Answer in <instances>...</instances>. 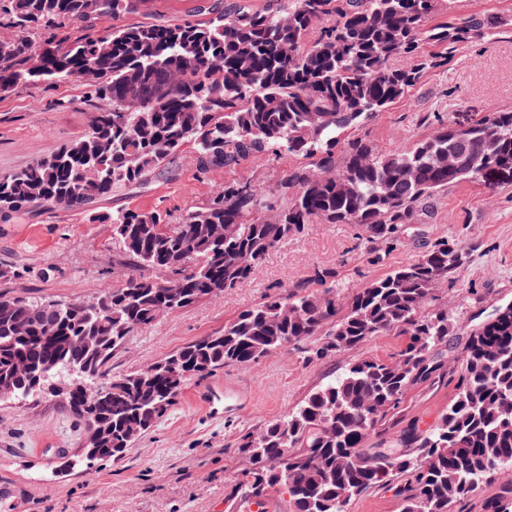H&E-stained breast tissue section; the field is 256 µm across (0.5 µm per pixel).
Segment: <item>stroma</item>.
Instances as JSON below:
<instances>
[{"instance_id":"obj_1","label":"stroma","mask_w":512,"mask_h":512,"mask_svg":"<svg viewBox=\"0 0 512 512\" xmlns=\"http://www.w3.org/2000/svg\"><path fill=\"white\" fill-rule=\"evenodd\" d=\"M512 108V29L457 52L448 66L427 72L419 85L361 130L390 151L431 133L438 120L474 122L490 106ZM96 111L87 87L73 83L23 85L0 94V176L55 153L89 131ZM429 122H421V115ZM286 165L271 155L210 175L184 162L179 179L123 191L96 212L34 208L0 220V266L19 270L0 279V295L87 301L101 285L120 284L127 272L101 215L129 208L177 211L203 201L214 185L250 179L272 187ZM440 237L468 249L466 264L443 284L442 302L464 330L482 326L512 306V187L495 191L478 182L448 187L433 208L381 263L368 261L369 245L351 224H313L269 252L249 282L224 296L165 315L128 336L108 364L118 376L163 359L182 346L223 329L226 320L269 294L309 281L315 270L336 273L341 295L374 275L414 259ZM405 344L390 333L371 345L320 360L285 345L250 365H227L187 382L165 417L137 439L125 457L91 469L61 472L59 450H80L81 422L60 398L0 401V512H225V485L242 468L241 435L284 416L314 387L348 362L388 359Z\"/></svg>"}]
</instances>
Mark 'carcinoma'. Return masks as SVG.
<instances>
[{
	"mask_svg": "<svg viewBox=\"0 0 512 512\" xmlns=\"http://www.w3.org/2000/svg\"><path fill=\"white\" fill-rule=\"evenodd\" d=\"M150 0H0L15 37L0 46V94L25 84L75 82L97 104L91 129L52 155L0 177V215L102 198L172 179L185 149L198 173L271 154L288 170L269 190L251 180L216 187L177 214L120 209L118 256L136 272L88 301L0 295V384L15 400L69 383L72 414L100 428L72 470L118 461L161 419L185 382L249 365L286 345L318 358L396 330L397 357L346 364L288 414L240 437L247 467L228 501L263 512H347L374 490L401 512H451L498 470L512 468V306L470 330L459 368L448 337L462 329L439 287L466 249L434 240L413 260L350 295L317 271L141 369L105 379L112 353L164 314L252 279L267 254L311 224H354L378 250L419 211L462 182L512 186V110L493 108L465 132L436 130L393 150L343 132L417 87L429 69L512 25L464 13L455 0H250L199 6L200 18L125 24ZM401 59L405 65L397 67ZM455 383L448 409L423 428L405 418L407 394ZM512 512V486L485 506Z\"/></svg>",
	"mask_w": 512,
	"mask_h": 512,
	"instance_id": "1",
	"label": "carcinoma"
}]
</instances>
